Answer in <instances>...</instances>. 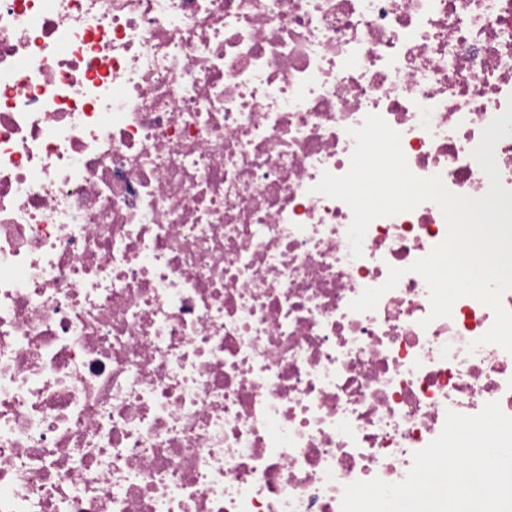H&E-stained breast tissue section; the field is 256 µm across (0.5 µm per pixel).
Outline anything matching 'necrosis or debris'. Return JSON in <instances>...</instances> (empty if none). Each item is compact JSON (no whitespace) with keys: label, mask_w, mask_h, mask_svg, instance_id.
<instances>
[{"label":"necrosis or debris","mask_w":512,"mask_h":512,"mask_svg":"<svg viewBox=\"0 0 512 512\" xmlns=\"http://www.w3.org/2000/svg\"><path fill=\"white\" fill-rule=\"evenodd\" d=\"M511 95L512 0H0V512H341L512 416L491 308L420 325L439 206L355 258L313 190L374 113L482 196Z\"/></svg>","instance_id":"1"}]
</instances>
